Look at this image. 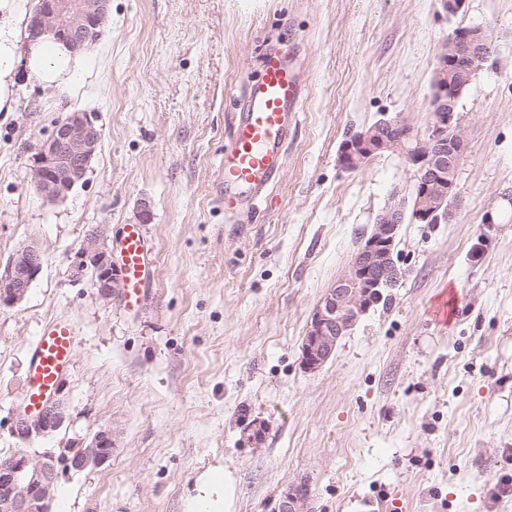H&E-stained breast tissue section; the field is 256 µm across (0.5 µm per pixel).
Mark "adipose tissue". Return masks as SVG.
I'll use <instances>...</instances> for the list:
<instances>
[{
  "mask_svg": "<svg viewBox=\"0 0 512 512\" xmlns=\"http://www.w3.org/2000/svg\"><path fill=\"white\" fill-rule=\"evenodd\" d=\"M31 15L30 0H0V112L17 108L19 73L65 92L83 67L81 54L69 45L33 39L28 30ZM233 491L230 473L220 467L207 469L188 494L184 512H229Z\"/></svg>",
  "mask_w": 512,
  "mask_h": 512,
  "instance_id": "1",
  "label": "adipose tissue"
}]
</instances>
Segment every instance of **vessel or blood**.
Masks as SVG:
<instances>
[{
    "label": "vessel or blood",
    "instance_id": "1",
    "mask_svg": "<svg viewBox=\"0 0 512 512\" xmlns=\"http://www.w3.org/2000/svg\"><path fill=\"white\" fill-rule=\"evenodd\" d=\"M304 88L287 56L267 54L257 76L248 82L230 142L224 147L217 200L225 216L256 213L276 184L285 163L291 128L301 110ZM119 272L125 281L124 308L142 307L150 292L149 258L142 225L122 230ZM79 330L66 320L49 322L29 351L24 393L30 408L50 399L71 366Z\"/></svg>",
    "mask_w": 512,
    "mask_h": 512
}]
</instances>
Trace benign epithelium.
<instances>
[{
    "label": "benign epithelium",
    "instance_id": "benign-epithelium-1",
    "mask_svg": "<svg viewBox=\"0 0 512 512\" xmlns=\"http://www.w3.org/2000/svg\"><path fill=\"white\" fill-rule=\"evenodd\" d=\"M109 0H41L31 20L34 35L48 34L75 49L94 43L93 29L106 15ZM490 54L487 30L458 26L440 44L432 75V120L423 136L401 133L405 124L383 119L344 141L338 159L347 171H357L386 152H396L415 168L411 203L392 197L376 217L372 232L361 243L348 269L329 288L312 314L302 347L304 366L315 371L335 353L338 341L383 296L397 286L400 270L394 260L397 229L406 217L416 224L446 223L454 217L457 201L456 173L466 158L467 143L460 133L456 102L483 69ZM102 139L96 118L87 112H70L55 122L50 136L40 144V163L33 182L50 201L65 195L82 181ZM105 227L88 233L71 264L80 279L95 268L92 285L104 299L122 294L123 278L117 273ZM42 266L39 250L28 245L13 256L0 276V305L14 306L26 296ZM66 421L61 399L54 397L37 412L20 407L11 433L31 441L60 429ZM112 430L97 432L91 442L73 455H31L18 452L0 468V512H51L57 467L82 472L102 466L112 456ZM311 493L305 481L285 486L272 512H310Z\"/></svg>",
    "mask_w": 512,
    "mask_h": 512
}]
</instances>
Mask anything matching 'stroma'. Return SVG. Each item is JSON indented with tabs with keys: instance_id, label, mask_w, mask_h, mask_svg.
Segmentation results:
<instances>
[{
	"instance_id": "stroma-1",
	"label": "stroma",
	"mask_w": 512,
	"mask_h": 512,
	"mask_svg": "<svg viewBox=\"0 0 512 512\" xmlns=\"http://www.w3.org/2000/svg\"><path fill=\"white\" fill-rule=\"evenodd\" d=\"M460 25L487 27L493 54L458 108L455 216L399 225V284L307 370L314 310L415 182L396 153L345 171L339 147L380 118L425 132L437 48ZM267 52L291 56L305 98L273 190L234 221L214 186ZM82 54L71 92L24 77L0 112V271L28 244L42 254L25 299L0 306V458L112 430L111 458L61 475L52 512H183L215 466L234 478L232 512H271L303 477L314 512H512V0H467L451 19L436 0H111ZM70 112L93 114L102 141L52 203L33 183L37 147ZM140 223L152 299L132 313L70 260L92 227L114 242ZM57 318L83 333L67 419L24 443L11 418L28 353Z\"/></svg>"
}]
</instances>
